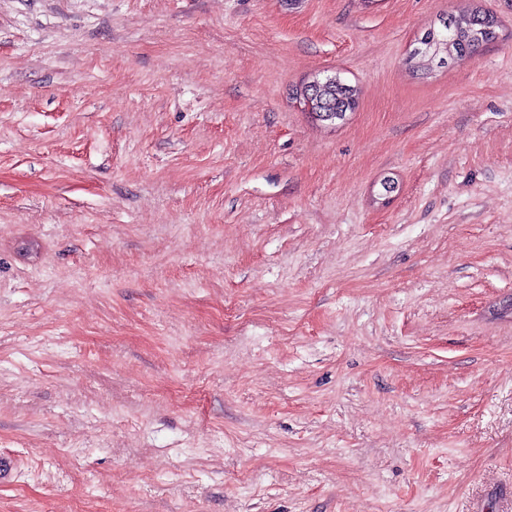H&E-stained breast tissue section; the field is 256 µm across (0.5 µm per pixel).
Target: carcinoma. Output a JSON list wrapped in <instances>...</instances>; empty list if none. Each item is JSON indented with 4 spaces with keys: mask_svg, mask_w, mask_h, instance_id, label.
Wrapping results in <instances>:
<instances>
[{
    "mask_svg": "<svg viewBox=\"0 0 512 512\" xmlns=\"http://www.w3.org/2000/svg\"><path fill=\"white\" fill-rule=\"evenodd\" d=\"M497 28L496 19L482 10L450 14L444 20L445 32H427L421 39L422 48L411 53L409 60L419 57L423 61H431L442 51L450 60L462 59L495 42L498 39ZM318 94L320 110L334 112L340 117L354 111L357 105V89L335 75L319 86Z\"/></svg>",
    "mask_w": 512,
    "mask_h": 512,
    "instance_id": "obj_1",
    "label": "carcinoma"
}]
</instances>
